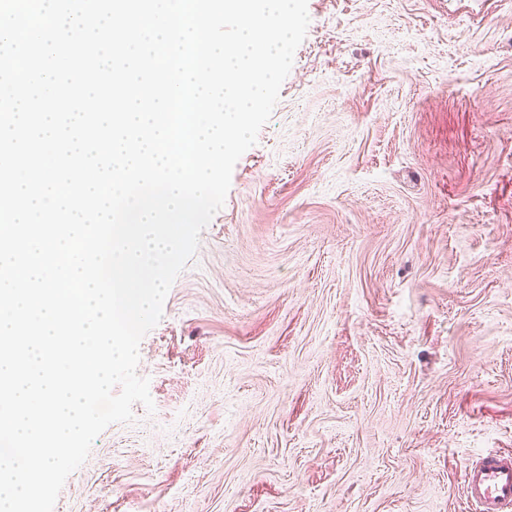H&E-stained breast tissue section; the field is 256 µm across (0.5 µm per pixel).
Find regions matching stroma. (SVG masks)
<instances>
[{
	"instance_id": "stroma-1",
	"label": "stroma",
	"mask_w": 512,
	"mask_h": 512,
	"mask_svg": "<svg viewBox=\"0 0 512 512\" xmlns=\"http://www.w3.org/2000/svg\"><path fill=\"white\" fill-rule=\"evenodd\" d=\"M139 346L155 404L53 512H478L512 453V8L308 0ZM462 483L480 512L512 510V456L489 454L468 463Z\"/></svg>"
}]
</instances>
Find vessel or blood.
Wrapping results in <instances>:
<instances>
[{
    "label": "vessel or blood",
    "instance_id": "obj_1",
    "mask_svg": "<svg viewBox=\"0 0 512 512\" xmlns=\"http://www.w3.org/2000/svg\"><path fill=\"white\" fill-rule=\"evenodd\" d=\"M462 483L480 512H512L511 455L489 454L468 463Z\"/></svg>",
    "mask_w": 512,
    "mask_h": 512
}]
</instances>
